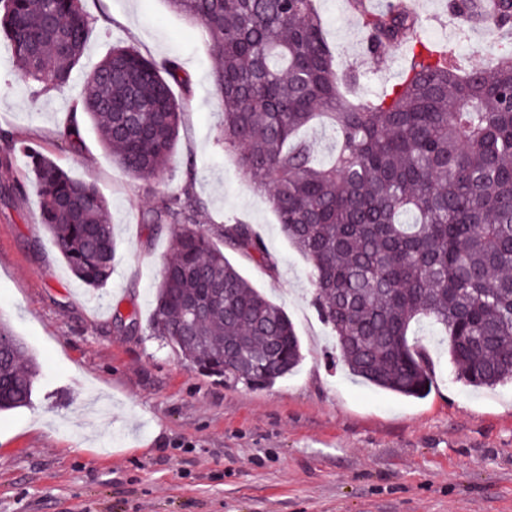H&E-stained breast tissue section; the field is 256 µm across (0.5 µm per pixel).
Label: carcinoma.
Returning <instances> with one entry per match:
<instances>
[{
  "label": "carcinoma",
  "instance_id": "cac0c4a2",
  "mask_svg": "<svg viewBox=\"0 0 512 512\" xmlns=\"http://www.w3.org/2000/svg\"><path fill=\"white\" fill-rule=\"evenodd\" d=\"M200 26L217 59L224 150L262 191L281 231L306 259L321 320L339 360L362 381L422 398L433 383L428 348L409 343L423 320L448 337L455 379L472 388L512 383V44L481 66L423 33L402 0L373 12L352 0L366 53L380 62L403 48V77L370 100L352 93L359 74L336 59L318 0H167ZM488 13L448 0L467 25L512 30V0ZM82 0H0V33L26 84L62 90L83 57ZM173 60L116 44L89 72L62 137L83 147L77 115L131 176L159 182L175 157L189 90ZM325 120L337 138L325 163L302 130ZM20 155L41 195L39 224L72 273L98 289L112 277L117 243L96 185L72 179L52 158L0 130V161ZM173 224L148 328L211 376L270 386L303 360L288 314L225 255L275 271L250 224L215 240L168 206ZM0 411L30 404L37 364L0 318Z\"/></svg>",
  "mask_w": 512,
  "mask_h": 512
}]
</instances>
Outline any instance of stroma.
I'll list each match as a JSON object with an SVG mask.
<instances>
[{"instance_id":"1","label":"stroma","mask_w":512,"mask_h":512,"mask_svg":"<svg viewBox=\"0 0 512 512\" xmlns=\"http://www.w3.org/2000/svg\"><path fill=\"white\" fill-rule=\"evenodd\" d=\"M447 3L425 0L426 35L482 64L495 40L482 29L449 36ZM318 8L341 61L362 74L360 95L377 97L400 78L402 51L374 65L348 0ZM84 9L87 44L65 90L19 81L0 38V128L93 182L118 240L111 279L87 287L38 223L25 159L0 164V313L40 369L31 403L0 412V512H512V385L453 381L447 341L425 322L413 331L434 362L425 398L352 376L313 305L306 261L224 150L216 61L201 28L167 0H84ZM116 43L176 60L191 77L190 90L174 91L182 122L157 186L125 173L88 119L82 151L61 137L87 72ZM167 195L195 201L210 235L239 220L263 237L275 273L229 258L294 323L304 359L293 373L264 388L208 377L151 335L172 227L146 215ZM132 309L135 332L116 319Z\"/></svg>"}]
</instances>
